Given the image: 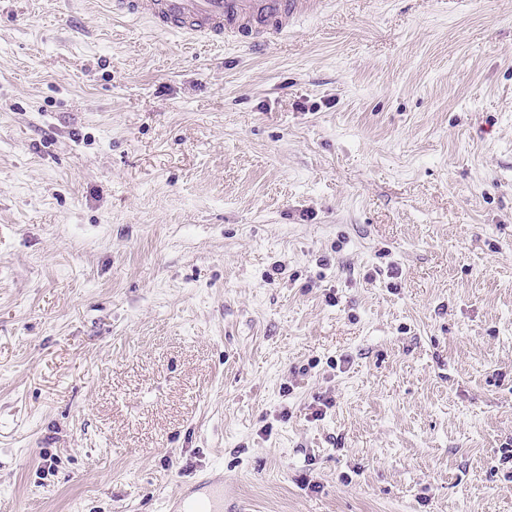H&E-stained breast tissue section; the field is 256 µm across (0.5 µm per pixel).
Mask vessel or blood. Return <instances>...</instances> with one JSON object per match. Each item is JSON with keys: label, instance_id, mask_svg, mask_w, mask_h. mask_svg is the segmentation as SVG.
<instances>
[{"label": "vessel or blood", "instance_id": "obj_1", "mask_svg": "<svg viewBox=\"0 0 512 512\" xmlns=\"http://www.w3.org/2000/svg\"><path fill=\"white\" fill-rule=\"evenodd\" d=\"M113 17L144 20L158 32L177 33L190 42L220 43L232 37L254 47L287 35L301 17L323 0H106ZM169 512H224V475L188 483L168 504Z\"/></svg>", "mask_w": 512, "mask_h": 512}]
</instances>
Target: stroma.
Instances as JSON below:
<instances>
[{"label": "stroma", "mask_w": 512, "mask_h": 512, "mask_svg": "<svg viewBox=\"0 0 512 512\" xmlns=\"http://www.w3.org/2000/svg\"><path fill=\"white\" fill-rule=\"evenodd\" d=\"M506 448L512 0H0V512H512ZM114 18L146 20L157 32L178 33L190 42L224 43L232 37L251 47L288 34L322 0H106ZM167 507L170 512H223V473L212 471L208 477L186 484Z\"/></svg>", "instance_id": "obj_1"}]
</instances>
